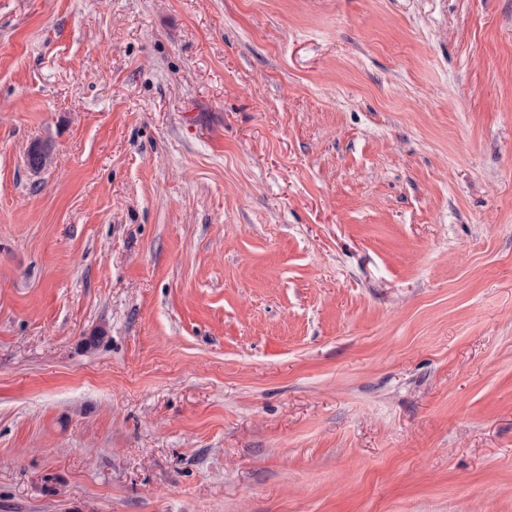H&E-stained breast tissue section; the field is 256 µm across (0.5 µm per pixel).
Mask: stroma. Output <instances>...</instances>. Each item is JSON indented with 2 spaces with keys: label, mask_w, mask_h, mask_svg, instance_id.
Returning a JSON list of instances; mask_svg holds the SVG:
<instances>
[{
  "label": "stroma",
  "mask_w": 512,
  "mask_h": 512,
  "mask_svg": "<svg viewBox=\"0 0 512 512\" xmlns=\"http://www.w3.org/2000/svg\"><path fill=\"white\" fill-rule=\"evenodd\" d=\"M0 512H512V0H0Z\"/></svg>",
  "instance_id": "obj_1"
}]
</instances>
